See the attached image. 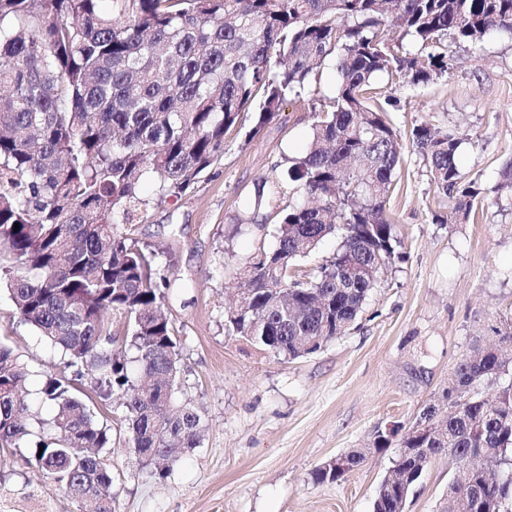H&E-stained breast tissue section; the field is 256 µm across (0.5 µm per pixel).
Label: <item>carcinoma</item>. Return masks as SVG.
<instances>
[{
    "instance_id": "obj_1",
    "label": "carcinoma",
    "mask_w": 512,
    "mask_h": 512,
    "mask_svg": "<svg viewBox=\"0 0 512 512\" xmlns=\"http://www.w3.org/2000/svg\"><path fill=\"white\" fill-rule=\"evenodd\" d=\"M391 18L420 52H391ZM493 32L512 39V0H0V283L72 370L45 376L53 416L42 420L21 392L25 368L0 344V449L23 452L84 512H116L103 463L111 427L79 396L86 378L99 398H123L128 445L158 478L200 446L199 413L168 390L179 362L162 314L171 261L121 225L147 205L146 182L160 199L186 191L224 154L242 111L262 99L258 135L331 54L336 95L287 169L301 200L281 216L277 247L239 270L247 293L224 331L285 359L345 335L380 270L401 258L386 211L401 145L386 108L367 97L371 80L426 86L448 71L428 48L447 34L475 46ZM411 141L437 189L458 200L448 220L469 217L481 188L461 174L460 138L421 123ZM328 236L339 245L312 276L287 273ZM511 361L492 345L463 357L443 393L448 410L376 431L314 479H343L398 435L373 512H405L430 459L446 454L455 471L443 512H509L512 382L490 397L470 391Z\"/></svg>"
}]
</instances>
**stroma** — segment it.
I'll list each match as a JSON object with an SVG mask.
<instances>
[{
  "mask_svg": "<svg viewBox=\"0 0 512 512\" xmlns=\"http://www.w3.org/2000/svg\"><path fill=\"white\" fill-rule=\"evenodd\" d=\"M448 71L410 87L375 78L378 100L403 147L387 205L402 256L384 267L344 336L318 353L284 360L224 333L234 273L256 248L277 246L275 227L292 201L284 178L306 150L318 112L334 94L335 57L309 77L303 100L252 134L251 104L224 137L223 155L181 194L151 201L130 225L140 242L177 258L165 313L178 338L177 397L203 423L199 448L158 480L113 435L104 456L116 512H373L398 453L391 447L336 482L318 483L324 462L365 447L376 430L411 424L438 404L456 363L512 328V201L493 188L512 159V40L480 47L444 38ZM456 129L459 167L482 188L475 216L438 224L455 202L440 193L413 150L415 125ZM0 342L30 374L26 398L41 419L53 408L39 389L63 373L60 353L20 322L0 291ZM451 456L431 459L406 512H442ZM0 512H77L59 484L17 455H0Z\"/></svg>",
  "mask_w": 512,
  "mask_h": 512,
  "instance_id": "obj_1",
  "label": "stroma"
}]
</instances>
